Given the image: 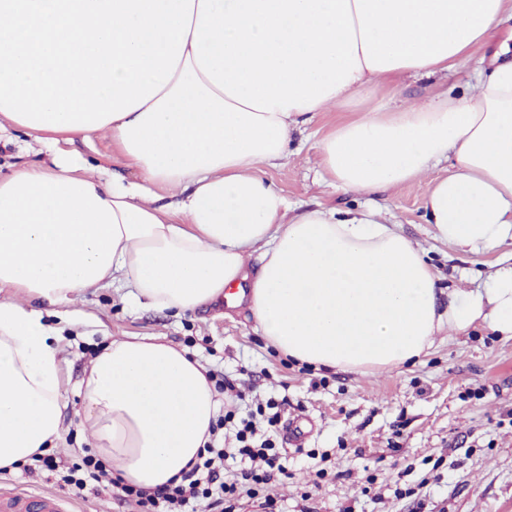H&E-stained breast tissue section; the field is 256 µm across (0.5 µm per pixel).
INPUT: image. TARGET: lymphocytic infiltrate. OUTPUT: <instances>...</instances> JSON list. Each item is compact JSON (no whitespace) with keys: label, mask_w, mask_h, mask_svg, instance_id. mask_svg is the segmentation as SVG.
Masks as SVG:
<instances>
[{"label":"lymphocytic infiltrate","mask_w":512,"mask_h":512,"mask_svg":"<svg viewBox=\"0 0 512 512\" xmlns=\"http://www.w3.org/2000/svg\"><path fill=\"white\" fill-rule=\"evenodd\" d=\"M257 432L253 418L242 419L235 437L238 455L251 460H261L262 468L246 469L240 480H224L225 448L208 443L195 463L190 464L180 482H170L152 489H142L114 479L105 463L96 455L82 457L80 463L70 467L63 475V482L85 488L88 482L103 489L115 490L117 498L134 504L138 512H237L242 494H255L258 486L269 484L277 475L285 474L275 450L273 439L254 443Z\"/></svg>","instance_id":"lymphocytic-infiltrate-1"}]
</instances>
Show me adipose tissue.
<instances>
[{"mask_svg": "<svg viewBox=\"0 0 512 512\" xmlns=\"http://www.w3.org/2000/svg\"><path fill=\"white\" fill-rule=\"evenodd\" d=\"M512 0H0V131L46 161L0 175V469L61 438L59 330L43 306L125 283L174 314L248 300L263 336L323 369L385 370L443 330L512 339V266L441 292L381 210L310 208L265 176L292 135L380 83L431 78L488 42ZM109 135L127 180L59 142ZM329 183L368 194L439 165L425 202L444 244L512 241V46L479 59L470 93L376 106L317 143ZM260 265L250 269L251 257ZM77 415L126 483L180 476L221 402L207 368L162 336L100 348Z\"/></svg>", "mask_w": 512, "mask_h": 512, "instance_id": "adipose-tissue-1", "label": "adipose tissue"}]
</instances>
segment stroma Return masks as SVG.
<instances>
[{
    "label": "stroma",
    "instance_id": "1",
    "mask_svg": "<svg viewBox=\"0 0 512 512\" xmlns=\"http://www.w3.org/2000/svg\"><path fill=\"white\" fill-rule=\"evenodd\" d=\"M475 61L460 63L435 81L402 78L380 86L378 101H416L441 92L466 94ZM349 107L321 114L295 131L293 153L267 177L290 202L348 209L371 203L386 212L427 255L443 288L476 291L486 273L512 260V241L485 253H461L434 237L425 220L432 176L379 190L348 193L321 178L316 142L338 122L357 116ZM70 149L125 177L112 140L75 139ZM82 324L65 329L62 352L60 467L80 462L87 446L78 418L79 383L97 348L109 339L164 335L231 387L220 399L239 412L270 400H287L285 419H302V447H279L288 478L267 493L280 512H512V339L484 325L440 333L413 364L366 374L299 365L275 350L256 329L247 304L217 303L206 311L174 315L137 307L115 287L79 302ZM244 400H237V393ZM0 489L54 492L73 512H136L107 491L78 490L37 469L0 473Z\"/></svg>",
    "mask_w": 512,
    "mask_h": 512
}]
</instances>
